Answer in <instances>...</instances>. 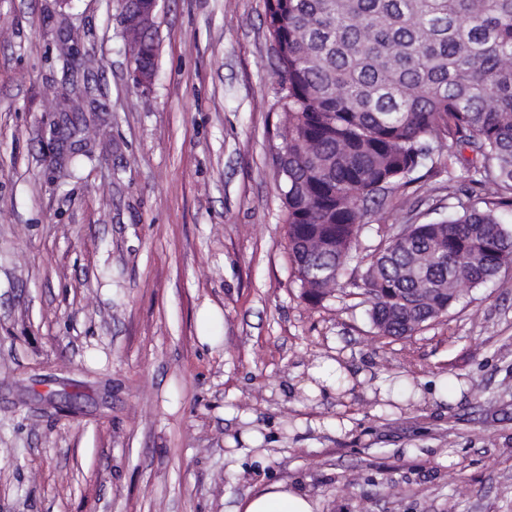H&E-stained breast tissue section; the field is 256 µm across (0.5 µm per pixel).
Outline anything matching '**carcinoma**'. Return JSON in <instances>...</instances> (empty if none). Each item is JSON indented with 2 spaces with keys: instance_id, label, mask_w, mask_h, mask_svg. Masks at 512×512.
Listing matches in <instances>:
<instances>
[{
  "instance_id": "1",
  "label": "carcinoma",
  "mask_w": 512,
  "mask_h": 512,
  "mask_svg": "<svg viewBox=\"0 0 512 512\" xmlns=\"http://www.w3.org/2000/svg\"><path fill=\"white\" fill-rule=\"evenodd\" d=\"M286 116L277 160L303 294L332 296L363 218L428 166L479 192L391 237L364 286L380 336H411L512 264V0H267ZM471 156H465V152Z\"/></svg>"
}]
</instances>
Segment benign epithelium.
Returning <instances> with one entry per match:
<instances>
[{
	"label": "benign epithelium",
	"instance_id": "benign-epithelium-1",
	"mask_svg": "<svg viewBox=\"0 0 512 512\" xmlns=\"http://www.w3.org/2000/svg\"><path fill=\"white\" fill-rule=\"evenodd\" d=\"M160 0H121L119 7L125 41L146 47L137 60H130V74L139 86L152 83L156 73L159 44L156 38V14Z\"/></svg>",
	"mask_w": 512,
	"mask_h": 512
}]
</instances>
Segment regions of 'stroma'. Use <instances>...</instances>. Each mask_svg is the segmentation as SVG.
Returning a JSON list of instances; mask_svg holds the SVG:
<instances>
[{
	"mask_svg": "<svg viewBox=\"0 0 512 512\" xmlns=\"http://www.w3.org/2000/svg\"><path fill=\"white\" fill-rule=\"evenodd\" d=\"M265 15L160 0L142 87L117 0H0V512H234L272 480L319 512H512V267L377 335L363 275L447 214L428 172L304 298Z\"/></svg>",
	"mask_w": 512,
	"mask_h": 512,
	"instance_id": "1",
	"label": "stroma"
}]
</instances>
